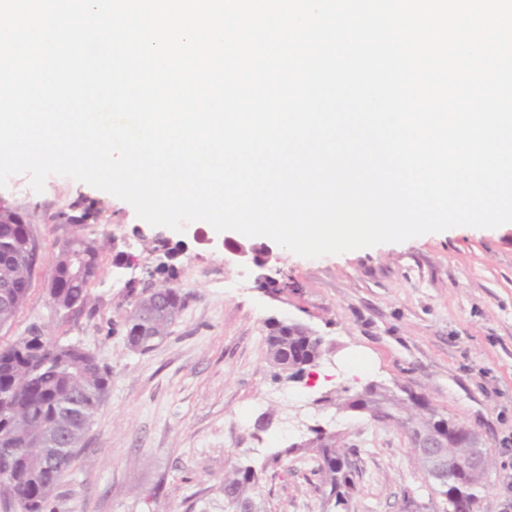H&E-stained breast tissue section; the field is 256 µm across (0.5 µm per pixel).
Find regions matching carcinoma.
<instances>
[{
  "label": "carcinoma",
  "mask_w": 512,
  "mask_h": 512,
  "mask_svg": "<svg viewBox=\"0 0 512 512\" xmlns=\"http://www.w3.org/2000/svg\"><path fill=\"white\" fill-rule=\"evenodd\" d=\"M34 238L29 225L12 211L0 218V329L16 320L32 286L36 259L30 247ZM100 248L91 242L73 240L56 254L53 288L49 295L56 309L69 311L90 301L89 286L95 277ZM167 311L147 321L135 311L125 322L128 344L146 351L172 324V313L183 310L185 297L170 289ZM321 340L307 336L295 323L271 325L267 336V354L282 372L298 374L321 357ZM112 372L76 343L52 340L35 326L28 334L0 346V474L15 484L0 487L5 508L21 512H46L50 497L64 472L85 447L86 434L98 409L105 402ZM370 401L384 407L393 417L406 414L402 425L423 430L444 416L420 404L414 397L401 398L381 386L369 389ZM298 448L317 460L318 490L327 512H347L352 483L350 455L338 439L330 440L319 428ZM279 455L260 467L235 466L224 474V512H236L242 506L254 507L251 491L259 475L278 463ZM484 473H461L456 492L472 496Z\"/></svg>",
  "instance_id": "1"
}]
</instances>
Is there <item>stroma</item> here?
I'll use <instances>...</instances> for the list:
<instances>
[{
	"instance_id": "35a3bbf8",
	"label": "stroma",
	"mask_w": 512,
	"mask_h": 512,
	"mask_svg": "<svg viewBox=\"0 0 512 512\" xmlns=\"http://www.w3.org/2000/svg\"><path fill=\"white\" fill-rule=\"evenodd\" d=\"M38 244L32 288L0 342L38 327L77 342L112 371L87 446L47 512H224V473L279 454L255 491L259 512H325L315 459L289 453L313 427L354 448L348 512H444L403 426L331 404L376 384L425 398L477 434L492 457L477 512H512V223L456 227L315 259L272 245L265 270L204 247L205 222L154 227L107 192L61 176L35 192L24 175L0 189ZM93 205L89 224L59 221ZM100 246L91 302L56 310L53 258L68 242ZM175 256H167L166 247ZM266 273L277 289L261 285ZM187 297L165 336L131 349L125 320L143 289ZM295 321L323 355L296 378L267 359L272 321Z\"/></svg>"
}]
</instances>
